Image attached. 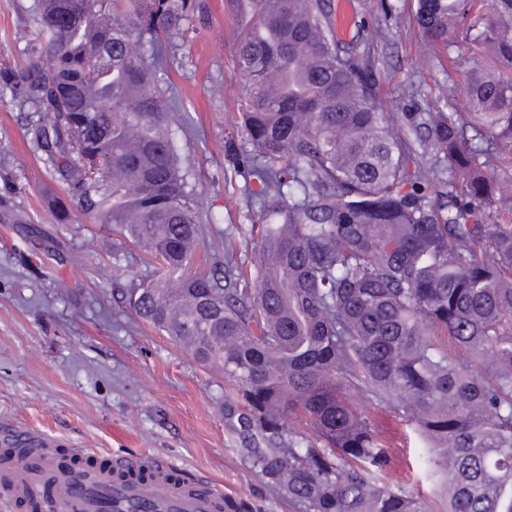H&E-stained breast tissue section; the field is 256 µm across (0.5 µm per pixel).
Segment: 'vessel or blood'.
<instances>
[{
  "label": "vessel or blood",
  "mask_w": 512,
  "mask_h": 512,
  "mask_svg": "<svg viewBox=\"0 0 512 512\" xmlns=\"http://www.w3.org/2000/svg\"><path fill=\"white\" fill-rule=\"evenodd\" d=\"M60 440L27 428L0 434V501L8 503L37 496L46 477H53L61 512H222L224 492L210 479L174 481L176 468L166 459L142 461L135 457L110 458L81 481L59 466L55 454ZM26 448L42 459L39 468L16 472V449Z\"/></svg>",
  "instance_id": "obj_1"
}]
</instances>
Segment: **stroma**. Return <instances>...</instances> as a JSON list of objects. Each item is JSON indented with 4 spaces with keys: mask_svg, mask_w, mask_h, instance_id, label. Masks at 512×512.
<instances>
[{
    "mask_svg": "<svg viewBox=\"0 0 512 512\" xmlns=\"http://www.w3.org/2000/svg\"><path fill=\"white\" fill-rule=\"evenodd\" d=\"M35 0H0V66L25 50ZM401 6L404 0H392ZM187 33L167 45L162 85L179 97L192 131L181 139L189 187L210 217L196 266L232 244L245 260L253 243L245 181L226 156L242 145L239 85L233 78L235 22L224 0H202ZM386 64L380 92L397 111L404 87H419L445 105L460 73H445L419 41L409 11L389 23L378 45ZM25 116L0 103V194H10L13 221H0V428L13 424L101 453L164 458L189 477L204 474L224 490V512H299L242 454L237 420L224 415V375L195 363L166 336L140 321L123 294L151 278L155 264L118 233L83 221L54 223L41 203L50 186L33 153ZM371 415L385 417L374 407ZM382 476L443 503L418 468L422 443L412 426Z\"/></svg>",
    "mask_w": 512,
    "mask_h": 512,
    "instance_id": "obj_1",
    "label": "stroma"
}]
</instances>
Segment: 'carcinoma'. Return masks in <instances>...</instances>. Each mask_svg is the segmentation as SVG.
I'll use <instances>...</instances> for the list:
<instances>
[{"label": "carcinoma", "mask_w": 512, "mask_h": 512, "mask_svg": "<svg viewBox=\"0 0 512 512\" xmlns=\"http://www.w3.org/2000/svg\"><path fill=\"white\" fill-rule=\"evenodd\" d=\"M420 40L477 55L465 111L379 96L385 37L333 0H224L248 18L233 73L235 154L257 244L192 270L208 219L157 79L199 0H37L0 101L61 192L57 224H111L158 261L126 291L147 325L218 366L255 470L301 512H432L377 484L390 462L368 407L426 441L446 512H512V0H410ZM149 38L154 65L131 51Z\"/></svg>", "instance_id": "1"}]
</instances>
